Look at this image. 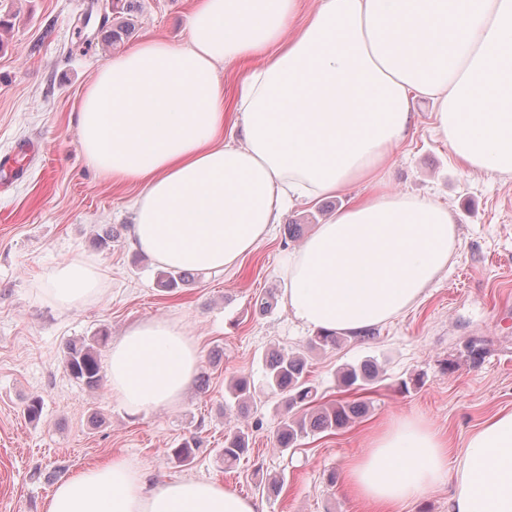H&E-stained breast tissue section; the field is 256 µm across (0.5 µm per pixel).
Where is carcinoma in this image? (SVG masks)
Here are the masks:
<instances>
[{
  "label": "carcinoma",
  "mask_w": 512,
  "mask_h": 512,
  "mask_svg": "<svg viewBox=\"0 0 512 512\" xmlns=\"http://www.w3.org/2000/svg\"><path fill=\"white\" fill-rule=\"evenodd\" d=\"M111 7L112 24L100 29L101 39L117 48L131 34L139 0H112ZM194 274V270H162L158 273L157 285L163 289L178 288ZM107 341L108 332L101 330L90 338L68 343L64 368L69 376L88 389L97 388L102 380L101 348ZM264 365L267 385L285 402L283 420L275 438V449L279 451L297 446L311 434L342 429L365 412L362 404L348 401L313 407L317 390L309 378L307 356L301 352L271 351L266 354ZM380 374V365L373 359H367L357 364L343 365L338 371V379L342 386L349 389L371 384ZM228 393L238 411L248 413V400L252 395L249 377L243 375L235 379L228 387ZM248 445V432L240 427H230L224 434V466L233 467L248 452ZM200 447L199 437L191 434L173 449V457L181 465H190L200 452Z\"/></svg>",
  "instance_id": "cac0c4a2"
}]
</instances>
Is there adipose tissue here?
Masks as SVG:
<instances>
[{"label":"adipose tissue","mask_w":512,"mask_h":512,"mask_svg":"<svg viewBox=\"0 0 512 512\" xmlns=\"http://www.w3.org/2000/svg\"><path fill=\"white\" fill-rule=\"evenodd\" d=\"M198 0L179 45L147 37L102 65L77 114L79 147L139 187L133 248L165 269L222 271L300 200L347 195L282 265L283 299L314 332L355 335L414 306L458 243L438 201L393 190L387 161L433 103L432 131L465 172L512 177V0ZM240 66L224 102L220 72ZM90 258L53 267L45 293L68 311L102 297ZM200 354L176 318L113 340L112 400L134 415L177 406ZM449 485L448 512H512V409L456 456L426 419L386 422L344 465L368 512H398ZM43 512H259L214 479L150 480L117 456L59 482Z\"/></svg>","instance_id":"1"}]
</instances>
